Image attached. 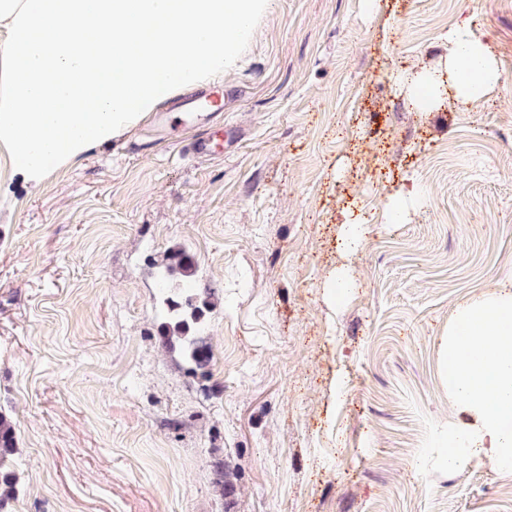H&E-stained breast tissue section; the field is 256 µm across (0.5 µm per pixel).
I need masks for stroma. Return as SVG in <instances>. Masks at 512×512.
I'll return each mask as SVG.
<instances>
[{
  "mask_svg": "<svg viewBox=\"0 0 512 512\" xmlns=\"http://www.w3.org/2000/svg\"><path fill=\"white\" fill-rule=\"evenodd\" d=\"M456 27L500 83L413 108L397 77L442 70ZM221 86L216 154L176 117L173 144L133 151V128L0 202L13 512H512L491 462L422 463L458 419L457 307L512 278V0H269ZM357 217L374 231L347 256ZM176 249L213 304L207 379L160 343ZM335 268L354 286L333 308ZM212 466L218 473L219 478L215 481V487L219 496L222 498L231 497L236 491V475L230 471L229 467L224 463V458L215 456Z\"/></svg>",
  "mask_w": 512,
  "mask_h": 512,
  "instance_id": "obj_1",
  "label": "stroma"
}]
</instances>
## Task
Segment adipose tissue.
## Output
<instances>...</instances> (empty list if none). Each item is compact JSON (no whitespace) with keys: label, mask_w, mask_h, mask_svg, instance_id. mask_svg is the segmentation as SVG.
<instances>
[{"label":"adipose tissue","mask_w":512,"mask_h":512,"mask_svg":"<svg viewBox=\"0 0 512 512\" xmlns=\"http://www.w3.org/2000/svg\"><path fill=\"white\" fill-rule=\"evenodd\" d=\"M268 0H0V161L39 188L49 175L135 127L167 98L223 77ZM442 76L423 72L415 100L440 82L466 104L501 75L466 28L448 34ZM460 417L436 464L489 461L512 475V280L462 303L441 346Z\"/></svg>","instance_id":"1"}]
</instances>
